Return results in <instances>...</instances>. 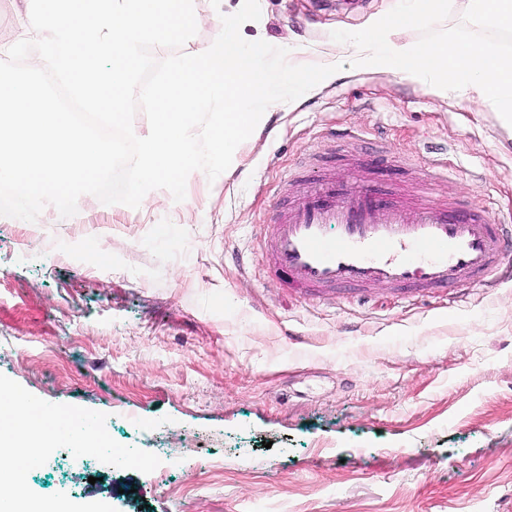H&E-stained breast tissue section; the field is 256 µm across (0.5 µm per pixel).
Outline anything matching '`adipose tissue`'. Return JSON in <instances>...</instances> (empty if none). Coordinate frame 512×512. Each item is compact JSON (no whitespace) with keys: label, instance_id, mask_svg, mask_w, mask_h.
I'll use <instances>...</instances> for the list:
<instances>
[{"label":"adipose tissue","instance_id":"adipose-tissue-1","mask_svg":"<svg viewBox=\"0 0 512 512\" xmlns=\"http://www.w3.org/2000/svg\"><path fill=\"white\" fill-rule=\"evenodd\" d=\"M455 4L456 0H403L387 16L369 20L364 32L345 43L342 54L328 61L326 77L344 78L348 62L363 71L381 67L406 80L428 82L432 94L454 95L456 105L468 111L492 104L511 113L512 58L498 43L467 44L450 31L424 45L399 40L401 30L452 12Z\"/></svg>","mask_w":512,"mask_h":512}]
</instances>
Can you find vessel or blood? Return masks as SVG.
<instances>
[{
    "label": "vessel or blood",
    "mask_w": 512,
    "mask_h": 512,
    "mask_svg": "<svg viewBox=\"0 0 512 512\" xmlns=\"http://www.w3.org/2000/svg\"><path fill=\"white\" fill-rule=\"evenodd\" d=\"M503 237L487 209L437 202L425 184L416 194L340 186L331 167L295 181L263 227L270 271L311 296L376 282L403 292L476 284L499 272Z\"/></svg>",
    "instance_id": "vessel-or-blood-1"
}]
</instances>
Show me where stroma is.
Instances as JSON below:
<instances>
[{
    "label": "stroma",
    "mask_w": 512,
    "mask_h": 512,
    "mask_svg": "<svg viewBox=\"0 0 512 512\" xmlns=\"http://www.w3.org/2000/svg\"><path fill=\"white\" fill-rule=\"evenodd\" d=\"M391 0H260L245 40L319 64ZM493 40L467 0L407 29ZM383 150L393 179L426 169L442 202L512 217V127L387 72L350 71L282 105L240 164L139 208L82 196L60 217H0V373L52 403L107 413L111 437L158 455L143 474L65 449L40 495L116 512H512V282L413 297L291 292L258 242L289 171Z\"/></svg>",
    "instance_id": "1"
}]
</instances>
